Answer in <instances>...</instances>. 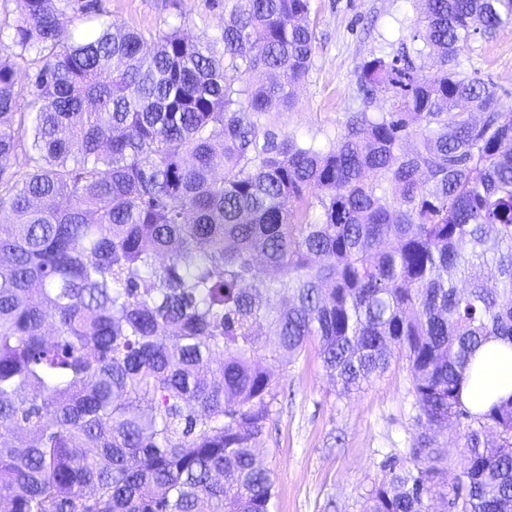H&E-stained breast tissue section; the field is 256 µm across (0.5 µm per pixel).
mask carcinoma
Wrapping results in <instances>:
<instances>
[{
    "mask_svg": "<svg viewBox=\"0 0 512 512\" xmlns=\"http://www.w3.org/2000/svg\"><path fill=\"white\" fill-rule=\"evenodd\" d=\"M418 4L411 47L358 67L391 111L350 113L324 149L240 118L295 106L309 0H234L218 36L174 27L147 52L90 3L17 0L0 31V512H272L256 443L275 371L310 345L341 393L403 361L416 424L461 427L462 479L445 486L423 435L362 512H512V399H461L476 352L512 344V105L459 61L512 25V0ZM71 12L93 26L71 32Z\"/></svg>",
    "mask_w": 512,
    "mask_h": 512,
    "instance_id": "1",
    "label": "carcinoma"
}]
</instances>
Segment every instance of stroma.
I'll return each instance as SVG.
<instances>
[{
    "label": "stroma",
    "instance_id": "35a3bbf8",
    "mask_svg": "<svg viewBox=\"0 0 512 512\" xmlns=\"http://www.w3.org/2000/svg\"><path fill=\"white\" fill-rule=\"evenodd\" d=\"M103 18L121 21L147 39L179 26L190 35H218L233 0H94ZM413 0H310L316 33L312 66L296 87L289 111L266 114L277 139L296 137L327 146L347 113L361 109L356 68L370 53L395 54L415 26ZM460 59L465 74L512 101V27L475 35ZM280 393L257 452L271 470L273 512H360L384 473L380 463L405 455L422 433L404 365L391 366L368 385L338 393L316 349L280 378Z\"/></svg>",
    "mask_w": 512,
    "mask_h": 512
}]
</instances>
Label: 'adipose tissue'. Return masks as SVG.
Wrapping results in <instances>:
<instances>
[{
  "label": "adipose tissue",
  "instance_id": "obj_1",
  "mask_svg": "<svg viewBox=\"0 0 512 512\" xmlns=\"http://www.w3.org/2000/svg\"><path fill=\"white\" fill-rule=\"evenodd\" d=\"M512 396V345L490 342L476 353L462 392L464 404L477 413Z\"/></svg>",
  "mask_w": 512,
  "mask_h": 512
}]
</instances>
